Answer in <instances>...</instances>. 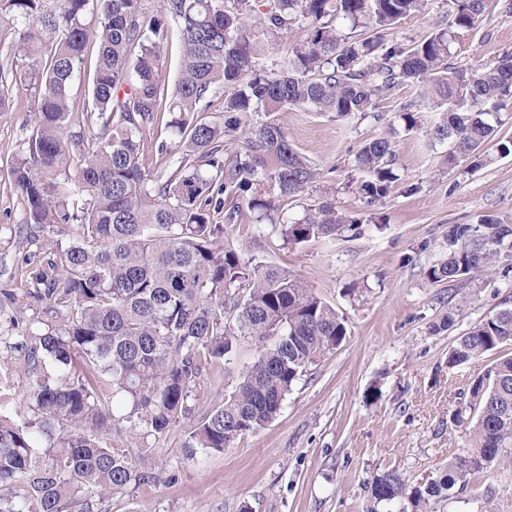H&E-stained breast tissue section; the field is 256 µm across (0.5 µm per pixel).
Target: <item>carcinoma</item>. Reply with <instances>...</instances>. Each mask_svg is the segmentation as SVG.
<instances>
[{"label":"carcinoma","mask_w":512,"mask_h":512,"mask_svg":"<svg viewBox=\"0 0 512 512\" xmlns=\"http://www.w3.org/2000/svg\"><path fill=\"white\" fill-rule=\"evenodd\" d=\"M143 0H5L21 25L11 53L33 62L39 88L34 134L10 169L27 223L47 234L54 257L22 271L41 303L28 324L0 332L23 364L22 399L34 419L11 418L14 398L0 394V512H94L117 489L150 474L115 443H143L188 423L186 447L222 452L279 413L294 383L345 339L344 319L288 271L224 246L242 208L268 221L287 244L358 230L364 219L327 198L282 218L326 174L288 141L275 117L286 108L332 112L340 119L376 112L400 87L418 95L365 141L355 167L364 206H377L398 180L393 139L418 126L430 102L442 118L427 130L449 141L450 160L477 170L512 154L499 136L512 112V53L491 67L450 63L455 30H471L489 0H448V26L420 40L391 30L430 0H158L145 19ZM264 11H259V7ZM269 40L298 25L282 62L261 61ZM178 24L182 64L165 91L162 52ZM97 45L90 76L88 129L72 122L70 87L88 41ZM224 90L220 121L187 122ZM185 137L176 170L161 182L140 162L145 129L163 101ZM251 112L266 119L245 125ZM240 133L242 151L224 156V137ZM212 174L205 176L201 166ZM77 236L62 243V226ZM512 220L482 214L448 234V258L428 271L455 282L474 270L512 277ZM239 336L255 341L254 362L206 415L194 416L198 386L212 361ZM512 344V306L457 339L451 366ZM475 418L472 444L422 486L390 472L373 478L378 504L406 501L412 512L446 499L457 483L512 448V355L494 360L468 388L456 414Z\"/></svg>","instance_id":"obj_1"}]
</instances>
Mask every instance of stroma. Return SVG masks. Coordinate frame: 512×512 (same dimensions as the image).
Returning <instances> with one entry per match:
<instances>
[{
	"mask_svg": "<svg viewBox=\"0 0 512 512\" xmlns=\"http://www.w3.org/2000/svg\"><path fill=\"white\" fill-rule=\"evenodd\" d=\"M18 27L0 17V71L8 75L0 105V329L28 320L36 307L22 292L18 266L39 243L18 233L27 219L9 171L36 123L38 93L31 62L11 54ZM512 52V17L489 9L480 25L462 30L453 45L454 64H495ZM413 89H397L380 104V119H337L330 112L286 109L279 121L292 146L332 177L304 198L315 204L332 196L339 210L364 216L348 186L359 145L394 120ZM439 115L424 112L420 126L394 141L400 176L379 208L385 222L362 225L335 238L284 243L267 223L244 211L229 229L226 246L242 257L290 271L306 281L346 320L347 336L295 382L277 417L239 437L221 452L187 455L185 425L142 446L154 478L113 494L105 512H386L375 507L368 486L395 471L414 486L437 478L466 448L470 436L453 416L465 404L470 383L496 359V352L452 366L448 354L458 336L512 299V279L482 270L454 283H434L429 269L448 256V231L477 215L512 218V155L475 172L448 161L449 143L427 145L425 130ZM160 112L142 138L141 163L167 179L179 157ZM450 329H442L445 317ZM250 338H239L229 357L203 376L197 412L205 414L232 391L255 359ZM379 397L369 400L367 389ZM429 512H512V448L455 487Z\"/></svg>",
	"mask_w": 512,
	"mask_h": 512,
	"instance_id": "1",
	"label": "stroma"
}]
</instances>
